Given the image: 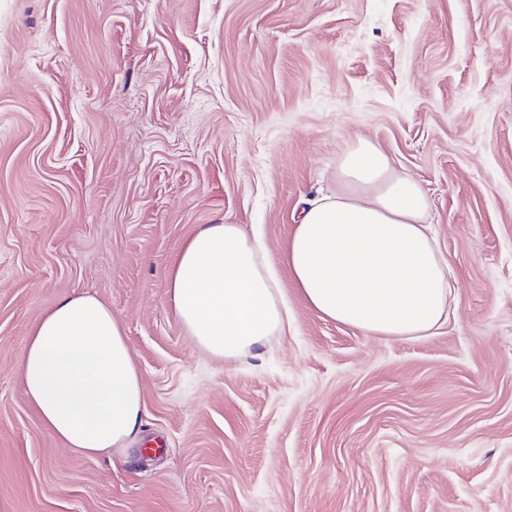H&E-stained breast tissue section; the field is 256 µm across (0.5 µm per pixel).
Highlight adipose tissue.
<instances>
[{
	"label": "adipose tissue",
	"instance_id": "adipose-tissue-1",
	"mask_svg": "<svg viewBox=\"0 0 512 512\" xmlns=\"http://www.w3.org/2000/svg\"><path fill=\"white\" fill-rule=\"evenodd\" d=\"M347 190L306 207L288 243L290 273L323 318L383 336H426L448 319L453 285L418 182L360 141L339 165ZM173 312L210 356H256L288 323L278 277L259 238L237 224H203L168 272ZM24 393L45 428L74 451L108 454L139 434L140 371L103 300L66 296L26 342Z\"/></svg>",
	"mask_w": 512,
	"mask_h": 512
}]
</instances>
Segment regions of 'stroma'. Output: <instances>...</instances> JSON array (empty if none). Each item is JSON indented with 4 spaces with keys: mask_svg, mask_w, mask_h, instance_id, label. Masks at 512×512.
I'll return each mask as SVG.
<instances>
[{
    "mask_svg": "<svg viewBox=\"0 0 512 512\" xmlns=\"http://www.w3.org/2000/svg\"><path fill=\"white\" fill-rule=\"evenodd\" d=\"M366 140L413 176L448 321L375 336L288 273L306 201ZM257 232L290 323L215 360L167 275ZM108 303L143 381L128 448H66L27 336ZM0 512H512V0H0Z\"/></svg>",
    "mask_w": 512,
    "mask_h": 512,
    "instance_id": "35a3bbf8",
    "label": "stroma"
}]
</instances>
